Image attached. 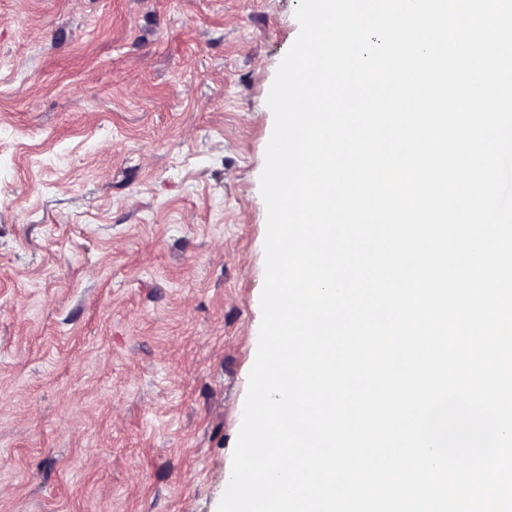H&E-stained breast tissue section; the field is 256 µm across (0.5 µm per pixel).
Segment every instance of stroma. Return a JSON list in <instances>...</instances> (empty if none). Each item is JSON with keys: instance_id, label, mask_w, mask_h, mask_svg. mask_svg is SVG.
<instances>
[{"instance_id": "stroma-1", "label": "stroma", "mask_w": 512, "mask_h": 512, "mask_svg": "<svg viewBox=\"0 0 512 512\" xmlns=\"http://www.w3.org/2000/svg\"><path fill=\"white\" fill-rule=\"evenodd\" d=\"M299 0H0V512H216Z\"/></svg>"}]
</instances>
